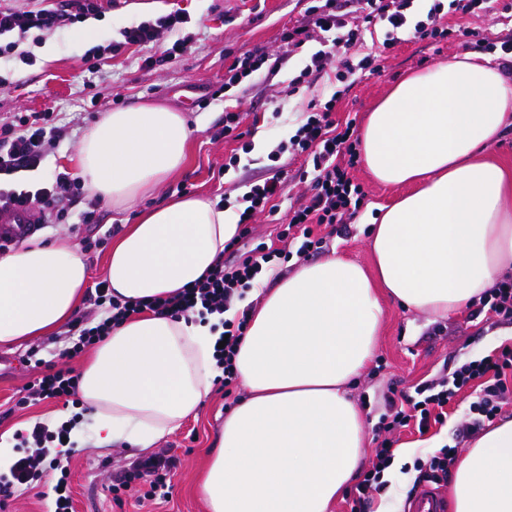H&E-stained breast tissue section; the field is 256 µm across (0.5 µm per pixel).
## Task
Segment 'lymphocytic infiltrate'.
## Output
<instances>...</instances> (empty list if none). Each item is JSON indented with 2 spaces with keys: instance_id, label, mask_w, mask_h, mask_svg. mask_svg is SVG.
I'll use <instances>...</instances> for the list:
<instances>
[{
  "instance_id": "obj_1",
  "label": "lymphocytic infiltrate",
  "mask_w": 512,
  "mask_h": 512,
  "mask_svg": "<svg viewBox=\"0 0 512 512\" xmlns=\"http://www.w3.org/2000/svg\"><path fill=\"white\" fill-rule=\"evenodd\" d=\"M104 0H63L61 6L49 8L41 0H30L20 8L15 0H0V55L12 53L19 39L31 31H51L91 16L101 15ZM415 0H312L300 19L282 34L276 49L254 48L241 61L234 63L224 77L225 88L251 83L262 73H273L295 55H302L304 66L290 83L291 93L319 79L333 78L336 89L326 101L313 100L287 140L279 142L267 155V177L250 185L231 206L239 215L243 228L228 249L230 258H217L214 266L190 288L160 297L147 303V310L173 317L186 315L195 307L211 314H224L236 309L247 290L257 287L263 274L274 267L276 260L306 258L310 249L320 247L324 239L320 231L347 223L362 208L366 193L355 182L351 171L359 160L358 140L353 121L338 123L332 114L336 104L351 88L355 75H373L381 71V59L373 54L353 58L347 53L365 39L376 26L386 28L384 50H393L401 40L429 41L436 44L448 32L436 24V13L426 19L410 21L415 13ZM180 11L140 22L124 28L122 42L113 43V50L122 45H163V61L176 62L187 48L186 38L174 33L186 24ZM69 125L58 123L51 112H31L14 115L0 122V208H26L37 223H64L67 215L57 203L67 194H77L83 185L68 172L57 173L52 182L26 186L20 184L23 173L37 170L69 137ZM302 157L300 179L311 182L310 195L291 206L281 220L271 242H253L249 223L261 214L275 215L276 199L285 181L284 155ZM86 311L77 330V337L65 347L58 363L49 365L24 388L21 404L34 406L46 400H61L78 404L77 377L70 361L85 349L94 347L112 328L134 311L133 306L114 296L106 282H98L85 298ZM248 311H238L234 319L225 321L228 340L223 348L215 349L214 359L223 372L225 390H232L239 376L234 358L245 333ZM482 395L470 404L467 432L482 429L485 423L500 415L505 404L512 402V348L503 347L498 353L472 360L451 372L421 382L414 394L390 393L384 399L385 411L378 422L377 440L367 470L356 485L357 501H365L380 491L382 477L395 460V431L408 426L416 430L443 423L445 410L457 398L471 390ZM68 426L48 430L34 425L29 433L35 448L24 452L12 464L9 480L0 483V494L10 495L17 485H26L47 466L44 443L63 442L69 438ZM174 459L167 452L139 458L107 484L106 490L116 506H124V496L136 485H144L143 499H168L172 484Z\"/></svg>"
}]
</instances>
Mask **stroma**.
Segmentation results:
<instances>
[{
  "mask_svg": "<svg viewBox=\"0 0 512 512\" xmlns=\"http://www.w3.org/2000/svg\"><path fill=\"white\" fill-rule=\"evenodd\" d=\"M254 0H129L125 7L108 10L99 20L93 36H86V23L80 22L44 33L38 40H25L19 48L32 52L33 65L17 57L0 58V76L8 78V89L0 90V119L16 112L55 113L60 123H68L75 113H82L81 127L73 138L64 142L44 166L31 173L34 181L50 180L55 172L69 168V159L85 128L91 127L101 112L132 109L145 102H157L183 113L193 127L187 162L174 177L150 196L139 200L137 209H147L174 198L192 195L220 201L242 194L247 185L266 177L267 152L293 131L310 100L329 97L332 82L321 81L289 94L288 85L298 73L300 62L291 59L273 75L253 84L224 91V73L234 58L258 46L278 45L283 29L299 18L307 0H265L260 14H253ZM179 9L190 16L187 27L191 40L187 50L173 64L144 67L143 61L158 55V48L132 46L119 55H103L99 78H91L82 58L97 45L120 41L123 28L152 15ZM484 17L473 16L461 21L440 45L408 41L394 50L383 63L381 73L357 77L351 90L337 104V121L354 120L363 125L381 97L412 71L447 60L448 56L483 52L480 38L486 28ZM53 48L52 58H45L46 48ZM241 110L259 120L250 142H263L260 151L241 155L235 167L225 168L224 158L235 144L225 139L224 114ZM93 224H36L31 234L45 242L68 240L85 256L91 282L104 278V269L112 240L123 229L120 217L111 206L99 203ZM340 252L364 267H372L369 227L352 219L346 234L328 238L323 248L311 253L317 261ZM384 320L376 354L351 388L350 396L359 405L365 420L366 446H375V427L384 412V397L389 390L413 393L415 386L465 362L495 353L512 344V324L491 326L472 317L470 310L445 318H434L404 309L391 298H383ZM39 349L48 358L56 345L45 336L14 351L0 349V435H15L30 430L35 423L56 429L54 417L61 405L45 402L26 408L17 401L29 380L26 357L30 349ZM244 394L234 390L232 396L212 390L196 417L188 419L178 430L161 439V446L171 448L178 459L173 471V494L169 503L155 512H206L197 493V481L205 458L217 447V434L224 415ZM470 397H462L448 409V418L433 425L426 434L404 431L399 447L413 448V456L401 459L405 470H413L416 459L443 446L467 450L470 439L460 438L457 425L467 413ZM76 423L83 426V445L64 451L68 465L74 512H138L134 504L116 507L105 497L101 484L102 463L119 458L127 462L143 457V449L117 440L98 445L94 431L86 424L85 409H73ZM60 471L44 470L37 481L21 495L9 501L0 512H54V487Z\"/></svg>",
  "mask_w": 512,
  "mask_h": 512,
  "instance_id": "obj_1",
  "label": "stroma"
}]
</instances>
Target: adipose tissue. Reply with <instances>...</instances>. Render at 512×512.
I'll return each mask as SVG.
<instances>
[{
    "label": "adipose tissue",
    "mask_w": 512,
    "mask_h": 512,
    "mask_svg": "<svg viewBox=\"0 0 512 512\" xmlns=\"http://www.w3.org/2000/svg\"><path fill=\"white\" fill-rule=\"evenodd\" d=\"M512 123V81L488 57L455 55L413 72L360 132L368 175L399 189L371 226L372 269L339 255L265 291L236 356L246 397L228 410L199 493L208 512H331L363 464L364 417L348 393L375 355L381 294L436 318L468 307L512 270V168L486 153ZM191 127L159 104L103 113L70 161L90 195L126 212L186 162ZM233 210L182 196L139 213L105 266L130 302L175 293L238 233ZM83 256L33 238L0 255V346L46 335L78 311ZM218 317L149 311L97 343L77 372L100 444L142 448L180 428L218 374ZM452 512H512V419L458 461Z\"/></svg>",
    "instance_id": "1"
}]
</instances>
